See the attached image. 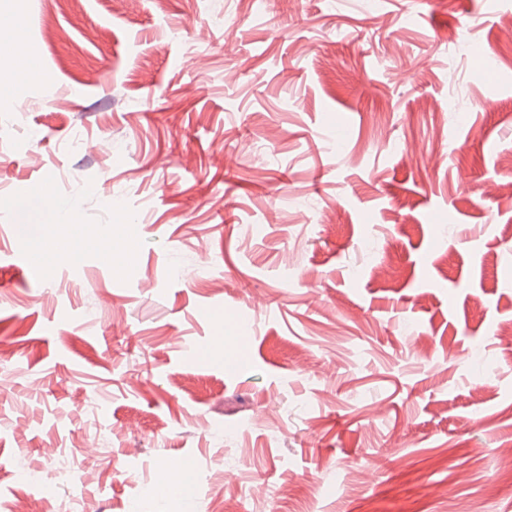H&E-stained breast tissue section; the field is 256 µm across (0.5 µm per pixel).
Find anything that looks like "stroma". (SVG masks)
Returning a JSON list of instances; mask_svg holds the SVG:
<instances>
[{
  "mask_svg": "<svg viewBox=\"0 0 512 512\" xmlns=\"http://www.w3.org/2000/svg\"><path fill=\"white\" fill-rule=\"evenodd\" d=\"M247 2L0 0V512H512V0ZM238 334L239 335L235 336L237 341V354L235 355L233 361L226 363L227 369L225 372L231 378L235 377L238 371L251 361L249 351L251 329L249 326H247V328L241 329ZM65 470L60 468L55 471L52 481H47L40 471L24 470L20 474L19 483L24 488L44 487L48 484L58 487L65 481Z\"/></svg>",
  "mask_w": 512,
  "mask_h": 512,
  "instance_id": "stroma-1",
  "label": "stroma"
}]
</instances>
